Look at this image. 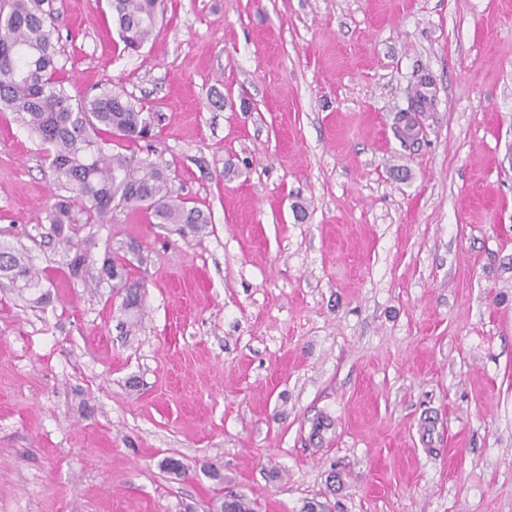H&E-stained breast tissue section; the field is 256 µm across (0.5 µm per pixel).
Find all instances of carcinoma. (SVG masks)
I'll use <instances>...</instances> for the list:
<instances>
[{"instance_id": "cac0c4a2", "label": "carcinoma", "mask_w": 512, "mask_h": 512, "mask_svg": "<svg viewBox=\"0 0 512 512\" xmlns=\"http://www.w3.org/2000/svg\"><path fill=\"white\" fill-rule=\"evenodd\" d=\"M107 8L123 50L138 52L156 33L164 14V0H107ZM61 49L53 39L50 17L38 0H0V109L13 112L46 146V160L54 180L69 195L47 214L45 236L64 247L67 267L77 277L93 261V236L77 240L71 222L75 204L86 223L102 224L119 206L146 211L151 224H174L182 237L205 233L211 216L187 206L160 168L137 157L136 147L152 137V116L121 87L94 96L71 95L59 74ZM115 137L132 147L131 153L109 148ZM0 278L28 291L41 285V274L29 251L0 244ZM99 281L112 283L137 325L143 308V283L129 277L125 258L105 254ZM216 512H256L246 496L225 487Z\"/></svg>"}]
</instances>
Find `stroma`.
Wrapping results in <instances>:
<instances>
[{"instance_id":"1","label":"stroma","mask_w":512,"mask_h":512,"mask_svg":"<svg viewBox=\"0 0 512 512\" xmlns=\"http://www.w3.org/2000/svg\"><path fill=\"white\" fill-rule=\"evenodd\" d=\"M43 7L70 93L141 99V157L212 222L100 228L144 284L122 333L0 111V243L45 295L0 282V512H208L228 486L258 512H512V0H170L137 54L105 0Z\"/></svg>"}]
</instances>
